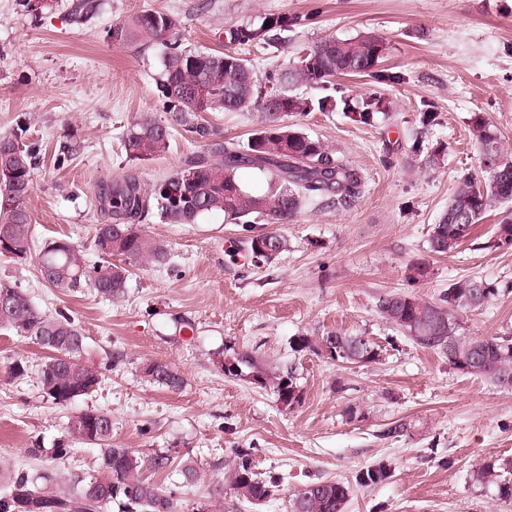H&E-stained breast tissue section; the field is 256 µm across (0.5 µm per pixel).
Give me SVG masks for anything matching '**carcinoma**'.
<instances>
[{
	"label": "carcinoma",
	"instance_id": "cac0c4a2",
	"mask_svg": "<svg viewBox=\"0 0 512 512\" xmlns=\"http://www.w3.org/2000/svg\"><path fill=\"white\" fill-rule=\"evenodd\" d=\"M100 0H74L69 21L80 28L98 14ZM298 24L286 14L264 17L257 25H245L229 32L230 40L240 46L265 48L281 41L282 33ZM114 45L141 46L161 42L167 52L158 91L164 99L169 118L162 123L141 117L127 132L123 147L127 158L141 161L167 152L172 131L182 128L195 134L205 148L184 160L183 165L163 181L145 190L134 177L115 183L105 196L112 208V223L95 229L94 247L101 256L89 266L81 251L66 240L44 244L38 253L43 279L52 287L77 288L83 284L105 298L124 294L132 266L162 264L168 251L159 241L142 234L140 223L155 208L165 224H195L207 214H221L235 224H288L305 203L336 196V203L349 205L362 193V176L348 160L318 138L305 133L286 118L309 112L341 111L352 122L371 125L389 106L384 97L370 93L357 105L348 96L336 95L333 78L365 75L377 83L395 82L399 76L380 68L387 45L380 37L363 34L349 39L324 38L303 50L274 77L277 89L268 92L258 86L259 79L249 60L238 52L206 53L182 47L179 22L169 14L143 11L108 30ZM306 85L318 94L304 96L292 92ZM257 110L264 125L248 139L242 150L226 141L214 129L202 123L204 112H239ZM27 129L20 127L10 136L0 137V237L4 238L0 256L27 259L34 248L33 228L26 207L32 188L38 150L22 142ZM471 133L480 151L481 166L487 178L461 182L448 201L438 223L432 228L430 249L447 253L457 249L492 208L512 203V151L502 145L499 130L484 116L474 114ZM243 169L258 170L271 177L265 191L252 190L239 179ZM509 243L512 247V217L502 219L495 248ZM247 254L257 264L270 263L286 247L283 235L271 231L253 235L245 243ZM122 263L112 262V256ZM499 293L496 284L477 277L454 282L439 301L430 302L400 293L381 296L376 308L379 315L404 336L423 348L440 351L448 364L472 376L488 379L512 388V334L465 339L457 334V313L478 311ZM13 307L0 315V328L45 346L43 338L66 343L69 367H56L58 357H49L39 368L42 396L59 406H68L93 392L100 384V373L80 363L84 336L74 320L64 313L54 316L41 312L25 291L9 280L0 279V300ZM337 360L346 363H370L377 358L374 343L364 336L340 332ZM330 344L327 336H299L296 350L325 355ZM226 375L237 376L242 366L262 387H270L280 402L288 407L299 401L292 374L269 372L251 357L233 361L217 357ZM147 381L172 391L182 389L183 375L174 367L154 362L143 370ZM102 447L104 474L79 481L73 491L57 487L54 478L44 473L35 479L15 471L6 480L0 496V512H15L14 492L20 490L38 505V512H106L117 502L123 512H181L182 504L163 486L144 475V465L156 472L173 464L166 455L144 460L126 448L112 445V424L96 437ZM390 477L389 465L379 462L360 472L363 486L379 484ZM473 483L496 488L497 497L512 501V478L500 474L493 464L475 467ZM231 489L250 503L262 502L277 492L278 485L265 480L253 470L251 453L241 448L228 472ZM349 488L336 481L317 480L297 491L291 512H344Z\"/></svg>",
	"mask_w": 512,
	"mask_h": 512
}]
</instances>
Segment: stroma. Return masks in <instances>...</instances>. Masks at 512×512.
Returning a JSON list of instances; mask_svg holds the SVG:
<instances>
[{"label":"stroma","mask_w":512,"mask_h":512,"mask_svg":"<svg viewBox=\"0 0 512 512\" xmlns=\"http://www.w3.org/2000/svg\"><path fill=\"white\" fill-rule=\"evenodd\" d=\"M71 2L56 0L35 16L23 0H0V136L22 126L39 145L27 200L36 242L67 240L91 265L99 260L95 227L106 221L98 203L104 189L127 175L153 185L200 148L180 129L163 155L128 161L123 139L133 123L167 117L157 88L166 48L113 45L107 31L116 22L168 13L181 22L183 47L217 53L228 49L230 28L286 13L300 19L287 44L247 55L259 80L322 38L367 32L386 40L381 66L400 80L377 86L359 75L337 78L350 98L374 87L389 102L388 116L374 125L340 112L298 118L360 170L364 187L351 205L311 203L280 225L287 248L272 263L231 254L265 224H233L220 215L195 224L156 216L143 222L169 258L133 268L114 301L86 286H49L35 259L0 260V277L16 282L39 310L74 319L85 336L81 361L101 374L90 395L54 405L43 398L38 374L48 350L0 329V465L52 473L65 490L100 474L96 445H73L61 459L27 453L37 442L47 450L64 443L70 416L92 409L111 414L113 444L197 470L191 484L169 470L151 475L186 512L219 498L224 512H290L293 495L318 479L348 485L346 512H512L494 487L469 477L483 463L512 466V389L453 369L376 311L383 294L434 301L455 280L478 277L500 292L482 312L459 313V335L512 332V248L488 246L500 212H490L453 252L436 254L429 245L458 184L483 176L472 116L485 115L512 147V0H211L204 10L199 0H102L98 16L80 29L69 23ZM426 111L435 115L427 126ZM204 118L242 146L264 121L257 111ZM68 133L80 152L61 164L56 147ZM439 146V164L428 165V151ZM419 266L426 269L420 278ZM183 320L193 331H180ZM336 331L369 338L377 359L342 363L293 348L295 337ZM219 351L292 371L299 403L282 405L250 376L224 375L213 362ZM18 359L29 368L14 377L9 367ZM151 361L176 367L183 389L147 382L142 367ZM396 423L405 424L403 434L384 436ZM238 448L251 449L256 472L281 477L267 501L253 504L227 489L224 474ZM381 460L390 477L358 485L357 473Z\"/></svg>","instance_id":"35a3bbf8"}]
</instances>
